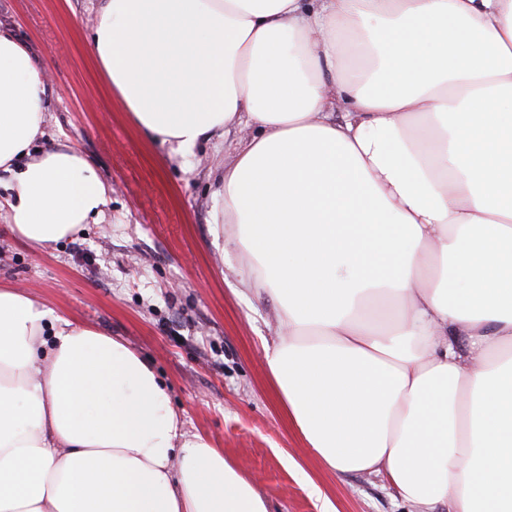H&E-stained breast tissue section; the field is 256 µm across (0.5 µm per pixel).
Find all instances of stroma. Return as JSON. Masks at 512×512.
I'll use <instances>...</instances> for the list:
<instances>
[{
  "mask_svg": "<svg viewBox=\"0 0 512 512\" xmlns=\"http://www.w3.org/2000/svg\"><path fill=\"white\" fill-rule=\"evenodd\" d=\"M96 0H0V22L48 60L43 129L88 157L112 188L103 223L32 249L0 213V286L119 338L166 382L189 432L254 481L269 512H410L381 478L336 475L308 453L263 358L277 318L265 295L238 292L234 250L210 231L218 178L239 134L170 156L133 121L89 50Z\"/></svg>",
  "mask_w": 512,
  "mask_h": 512,
  "instance_id": "1",
  "label": "stroma"
}]
</instances>
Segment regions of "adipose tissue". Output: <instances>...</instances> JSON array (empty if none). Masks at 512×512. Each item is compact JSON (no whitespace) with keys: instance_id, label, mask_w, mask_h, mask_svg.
I'll list each match as a JSON object with an SVG mask.
<instances>
[{"instance_id":"ef3b65f1","label":"adipose tissue","mask_w":512,"mask_h":512,"mask_svg":"<svg viewBox=\"0 0 512 512\" xmlns=\"http://www.w3.org/2000/svg\"><path fill=\"white\" fill-rule=\"evenodd\" d=\"M99 69L184 155L240 138L212 234L277 305L306 448L413 512H512V0H99ZM47 64L0 23V211L41 248L99 223L42 146ZM0 512H269L120 339L0 289Z\"/></svg>"}]
</instances>
